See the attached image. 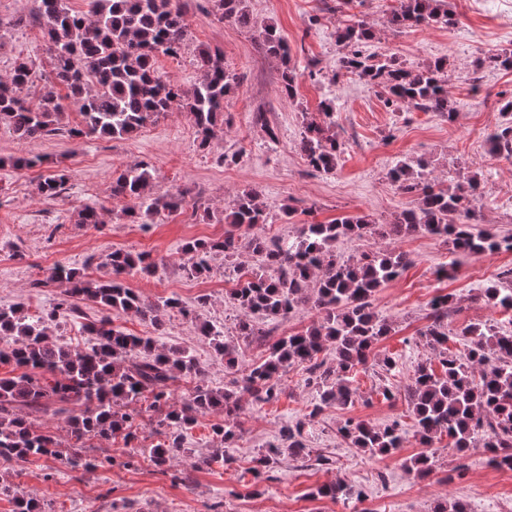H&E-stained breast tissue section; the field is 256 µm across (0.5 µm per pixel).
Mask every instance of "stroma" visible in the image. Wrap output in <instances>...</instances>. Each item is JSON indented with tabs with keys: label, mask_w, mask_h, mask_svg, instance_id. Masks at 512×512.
<instances>
[{
	"label": "stroma",
	"mask_w": 512,
	"mask_h": 512,
	"mask_svg": "<svg viewBox=\"0 0 512 512\" xmlns=\"http://www.w3.org/2000/svg\"><path fill=\"white\" fill-rule=\"evenodd\" d=\"M393 3L353 0L350 9L333 15L325 11L323 0H247L252 23L242 27L220 18L212 0H180L188 35L177 56L158 58V72L191 90L197 79V51L209 47L220 50L225 66L241 77L224 102L223 133L204 147L190 115L182 110L122 139L51 135L23 140L0 126V308L19 304L33 314L50 310L61 285L35 288L31 282L55 263H67L96 279L103 274L97 258L111 251L149 253L158 262L156 273L128 276L129 286L153 302L177 296L191 316L165 312L156 326L131 312L107 314L113 328L123 333L197 356L203 369L200 379L183 377L173 386V397L180 401L195 383L222 389L234 379L198 326L210 322L222 326L226 338H234L237 311L227 292L240 275L255 271L258 261L243 247L231 259L214 255L210 272L194 277L184 246L196 238H223L224 227L213 217L245 191L259 192L267 221L258 232L270 239L296 235L308 222L327 224L353 214L384 224L413 204L388 180V170L398 160L421 157L436 182L448 187L464 175L478 174L485 188L479 208L482 228L512 236V158L491 155L488 141L505 120L500 107L512 96V71L476 65L485 53L512 48V0H448L458 19L454 27L401 33L387 25ZM37 7V0H0V77L25 58L34 61L37 72L49 75L50 58L40 25L33 20ZM357 17L377 31L373 52L396 54L414 67L448 59L453 118L388 109L377 88L337 76L341 48L336 30ZM270 23L291 48L288 63L261 49L262 30ZM286 69L295 76L292 98L281 92ZM328 99L336 102L333 119L342 152L335 171L323 173L307 165L299 141L304 117H318ZM22 154L43 163L29 170L6 166L7 158ZM141 164L154 171L155 193L184 195L180 212L159 213L148 224L130 223L123 215L124 201L111 196L112 177ZM59 168L69 179L60 196L46 198L37 189L39 178ZM285 204L295 208L293 218L284 217ZM86 205L100 211V224L77 223V212ZM380 248L405 253L411 264L374 297L375 310L392 331L375 345L373 361L355 375L352 385L358 396L353 407L331 406L313 414L316 389L308 385L304 366L296 365L282 375L278 401L256 405L242 397L241 432L226 450L233 459L230 466L197 463L212 450L211 427L220 420L209 414L187 431L177 460L160 469L148 453L159 440L154 432L159 414L143 400L137 405L134 446H126L119 436L93 440L92 455L104 460L96 469L75 472L52 458L24 465L0 461V484L10 487L0 495V512H13L17 494L43 500L49 512H432L435 502L449 498L468 501L472 512H512V471L489 469L482 448L470 449L461 459L443 440L436 445L437 463L430 477L417 478L405 467L406 459L422 450L406 396L414 366L434 357L420 336L428 323L429 302L441 294L453 298L448 317L454 334L448 342L451 352H464L455 334L468 324L491 322L512 330V312L491 307L480 297L489 286H512L506 276L512 251L457 258L451 245L416 232L395 240L347 238L336 252L348 259ZM202 296L208 299L203 306L197 303ZM317 318L307 307L283 320L262 322L267 340L238 342L240 364L265 356L268 341L303 332ZM386 355L397 362L388 372L377 363ZM386 387L395 400L383 398ZM350 416L374 424L400 421L406 431L403 447L389 456L361 453L337 432ZM296 419L305 422L308 446L329 456L331 465L306 467L284 452L274 457L267 478L254 481L247 472L253 458L276 442L285 422ZM342 480L362 488L364 500L314 498L319 486Z\"/></svg>",
	"instance_id": "obj_1"
}]
</instances>
